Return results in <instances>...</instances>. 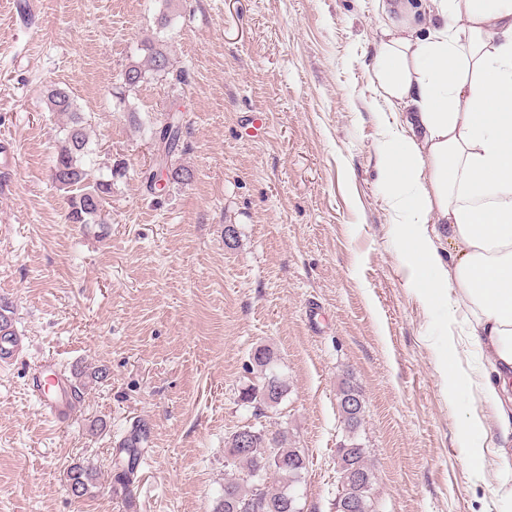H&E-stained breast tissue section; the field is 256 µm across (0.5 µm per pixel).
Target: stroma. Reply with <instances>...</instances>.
Wrapping results in <instances>:
<instances>
[{"instance_id": "obj_1", "label": "stroma", "mask_w": 512, "mask_h": 512, "mask_svg": "<svg viewBox=\"0 0 512 512\" xmlns=\"http://www.w3.org/2000/svg\"><path fill=\"white\" fill-rule=\"evenodd\" d=\"M381 26L373 0H39L19 17L0 0V139L17 154L0 168V298L23 338L0 368V512H126L120 450L140 428L125 486L140 512H213L224 440L244 425L287 430L307 461L300 512H335L345 381L364 399L377 512H512L496 411L449 390L444 314L402 264L372 84ZM155 36L186 82L151 78L120 104L125 66ZM54 86L85 115L93 176L118 170L103 240L66 222L51 179L65 123L45 104ZM174 104L193 178L154 196L148 128ZM252 111L255 138L242 129ZM260 346L288 393L257 417L240 392ZM48 358L100 374L66 424L31 394ZM470 415L488 431L478 456ZM77 462L97 471L79 498Z\"/></svg>"}]
</instances>
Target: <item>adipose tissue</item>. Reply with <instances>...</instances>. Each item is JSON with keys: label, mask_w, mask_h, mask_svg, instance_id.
Returning a JSON list of instances; mask_svg holds the SVG:
<instances>
[{"label": "adipose tissue", "mask_w": 512, "mask_h": 512, "mask_svg": "<svg viewBox=\"0 0 512 512\" xmlns=\"http://www.w3.org/2000/svg\"><path fill=\"white\" fill-rule=\"evenodd\" d=\"M397 22L373 83L397 130L382 154L406 212L403 265L449 328L448 381L475 385L512 445V0H380ZM480 357L476 373L464 355Z\"/></svg>", "instance_id": "obj_1"}]
</instances>
